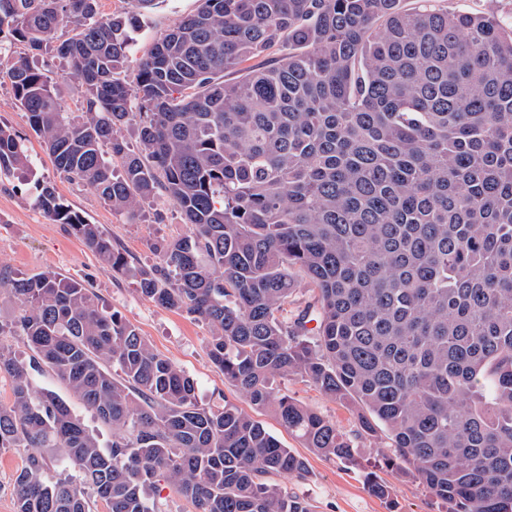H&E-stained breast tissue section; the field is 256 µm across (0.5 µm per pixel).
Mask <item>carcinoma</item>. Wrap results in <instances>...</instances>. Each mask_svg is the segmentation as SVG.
<instances>
[{"label":"carcinoma","instance_id":"carcinoma-1","mask_svg":"<svg viewBox=\"0 0 512 512\" xmlns=\"http://www.w3.org/2000/svg\"><path fill=\"white\" fill-rule=\"evenodd\" d=\"M131 2L104 21L99 0H0V35L34 51L77 26L57 55L83 111L23 61L14 95L63 178L130 224L161 193L187 232L142 266L54 186L37 184V206L142 297L205 324L224 382L305 447L357 463L279 378L349 406L358 436L386 433L383 462L451 512H512V29L432 0H198L129 80L128 29L154 0ZM17 170L31 171L25 139L0 125V173ZM296 268L314 297L290 318ZM4 292L32 352L0 345L17 512H158L146 490L162 482L196 512H314L269 480L304 478L303 458L237 403L201 404L84 283L0 266ZM36 374L112 428L111 445Z\"/></svg>","mask_w":512,"mask_h":512}]
</instances>
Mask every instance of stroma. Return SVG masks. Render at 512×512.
Instances as JSON below:
<instances>
[{
  "label": "stroma",
  "instance_id": "1",
  "mask_svg": "<svg viewBox=\"0 0 512 512\" xmlns=\"http://www.w3.org/2000/svg\"><path fill=\"white\" fill-rule=\"evenodd\" d=\"M197 6V0H158L143 16L140 27L131 33L128 70H135L153 43ZM31 54L37 56L39 64L54 62L53 48L34 53L26 43L17 41L0 56V123L26 138L35 173L31 180L16 173L0 177V264L26 275L51 269L84 282L108 309L120 311L138 327L155 351L173 360L195 379L202 404L237 400L236 391L225 385L223 374L208 358L209 330L204 324L184 313L159 308L141 297L131 280L113 275L76 235L54 223L37 207L36 181L53 184L66 204L89 223L101 225L113 243L120 245L136 262L148 265L157 260L154 243L187 230L179 210L165 196H157L146 207L141 221L131 224L112 213L92 187L63 179L39 137L30 129L9 77L11 63ZM277 387L353 436L357 462L346 465L305 448L271 413L258 411L255 419L307 465L306 478L279 475L276 483L309 499L315 512H440L439 504L412 475L383 466L382 456L391 451L387 434L357 437V419L349 407L327 397L309 382L286 379L278 381ZM370 471L387 485L389 498H378L369 491L365 475Z\"/></svg>",
  "mask_w": 512,
  "mask_h": 512
}]
</instances>
